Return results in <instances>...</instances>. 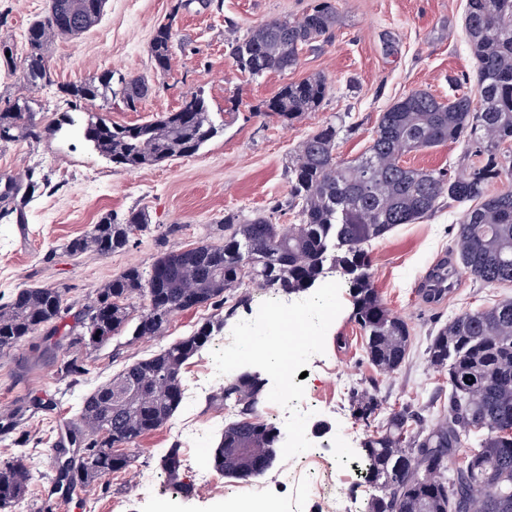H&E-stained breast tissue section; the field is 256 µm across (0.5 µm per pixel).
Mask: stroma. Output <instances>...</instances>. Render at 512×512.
<instances>
[{"instance_id":"stroma-1","label":"stroma","mask_w":512,"mask_h":512,"mask_svg":"<svg viewBox=\"0 0 512 512\" xmlns=\"http://www.w3.org/2000/svg\"><path fill=\"white\" fill-rule=\"evenodd\" d=\"M315 0H107L101 19L82 34L55 41L49 51L50 82L34 92L32 108L41 125L69 115L75 125L40 141L0 144V175L37 169L46 181L25 209L24 223L0 221V303L21 287L63 288L68 302L80 305L105 282L130 266L148 269L160 253L216 239L224 216L257 213L288 225L295 217L286 207L288 164L301 141L329 121L343 122L336 144L339 158L351 160L369 146L380 112L413 90L423 89L439 101L461 94L454 77L473 74L475 63L465 31L466 0H336V24L328 41L303 48L292 72L252 78L229 54L231 43L260 23L297 19ZM48 7V0H0V39L11 44L15 58L27 50L29 24ZM172 22L175 39L170 68H151L149 45L158 24ZM111 71L113 85L144 76L152 93L137 110L121 98L103 106L74 104L60 85ZM325 76L329 91L321 107L299 121L282 124L261 115L265 102L286 84L308 76ZM203 94L221 130L194 155L129 172L99 154L79 127L87 113L122 125L143 124L176 110L189 95ZM144 211L151 224L133 236L129 246L107 257L72 256L63 249L69 239L86 234L100 217ZM463 214L451 203L431 217L404 224L370 248L371 274L385 305L407 321L412 345L398 371L384 373L368 364L364 336L353 320V300L343 276L328 274L310 290L283 296L279 321L263 306L264 293L247 289L246 304L230 294L223 307L203 306L175 314L163 335L132 339L122 332L107 344L80 349L91 369L87 381L64 393L56 369L67 349L46 351L33 336L0 352V418L13 414L21 427L38 434L49 427L66 432L79 415L81 398L125 365L150 357L193 334L206 320L224 318L222 335L208 343L181 370L183 384H201L195 397L183 399L171 420L128 447V470L106 477L98 486L73 496L69 512H223L225 503L245 492L244 481L220 477L218 484L195 481L198 470H211L210 452L232 419L234 401L212 402L217 384L210 378L225 357L235 374H258L265 384L258 405L261 418L273 423L280 449L273 465L259 475L268 504L284 512H325L306 485L282 483V472L300 467L311 446L322 449L321 484L362 505L369 489L362 461L369 432L349 409L356 387H377L384 409L402 403L423 404L442 388V374L430 368L424 349L429 333L469 309L512 297V283L482 285L459 273L444 299L427 301L421 283L433 266L447 260L452 229ZM305 328L306 338L288 345L293 375L310 409L281 414L284 388L279 372L244 346L224 352V337L261 340L281 326ZM34 398L56 401L43 417L26 419ZM179 446L181 463L169 477L163 463L166 448ZM154 485L143 490L142 478Z\"/></svg>"}]
</instances>
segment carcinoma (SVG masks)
Wrapping results in <instances>:
<instances>
[{"label":"carcinoma","mask_w":512,"mask_h":512,"mask_svg":"<svg viewBox=\"0 0 512 512\" xmlns=\"http://www.w3.org/2000/svg\"><path fill=\"white\" fill-rule=\"evenodd\" d=\"M101 0H51L48 14L34 20L26 34L20 63L12 47L0 43L7 68H21L24 85L34 89L49 79L47 51L55 38L73 37L101 17ZM336 23L331 0H318L296 20L262 23L231 43L241 70L254 77L286 73L300 64L303 47L328 38ZM465 29L476 68V89L448 103L424 90L410 92L382 112L371 144L352 161L336 156L342 127L329 122L309 134L288 165V208L298 223L284 229L262 214L224 215L222 235L195 247L162 253L147 270L124 269L97 290L77 311L55 286L19 288L0 304V351L44 332L54 350L58 321L74 315L68 346H102L132 327V335L160 336L175 314L212 303L239 288H272L287 295L304 292L327 274L348 277L353 319L363 332L365 353L375 368L393 373L405 363L411 346L407 322L382 302L370 272L369 245L400 224L429 217L448 202H472L457 226L454 274L469 273L485 285L512 283V0H467ZM172 22L157 26L149 46L153 69L164 73L173 47ZM149 91L143 78L112 89V71L60 86L79 103H106L120 95L137 109ZM328 92L324 76L289 83L264 105V112L293 123L320 108ZM62 129L36 122L31 101L17 96L0 112V144L39 141ZM206 99L194 94L174 112L142 125L114 124L90 115L83 137L113 163L134 172L172 157L196 154L220 132ZM466 145L453 174L401 164L403 155L444 143ZM493 183L500 187L492 192ZM39 188L35 171L25 177L0 175V220L24 219V209ZM149 229L147 215L110 213L92 229L68 240L72 256L94 251L109 256L124 250L137 232ZM148 301L133 316L128 301ZM217 317L159 353L140 359L85 396L77 420L58 447L72 448L53 478L59 493L73 485L90 486L130 467L120 448L167 424L182 401L181 368L222 330ZM426 360L447 376L448 398L440 410L424 415L410 403L377 420L378 391L361 390L350 398L354 418L377 421L363 443L366 478L375 489L367 512H460L473 499L479 512H512V298L467 310L431 333ZM60 379L74 384L88 374L75 357L61 362ZM262 382L243 373L212 396L234 400L238 418L224 426L212 455L213 467L226 477L248 478L257 462L273 461L278 451L275 428L258 418ZM0 436L11 438L17 453L0 464V507L27 500L34 475L27 447L32 438L10 417L0 420ZM461 460L448 476V461Z\"/></svg>","instance_id":"1"}]
</instances>
